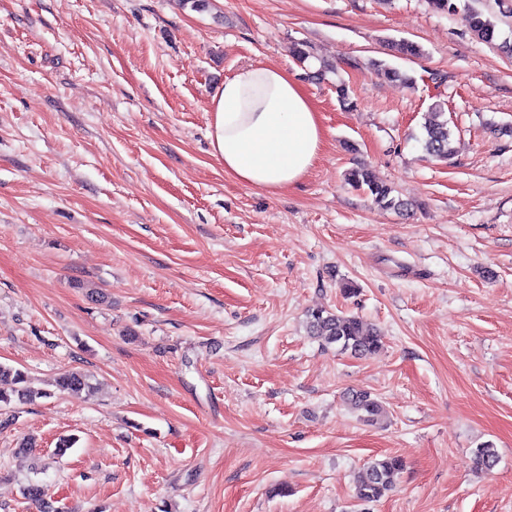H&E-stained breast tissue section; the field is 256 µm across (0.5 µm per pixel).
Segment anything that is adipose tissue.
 Masks as SVG:
<instances>
[{
  "label": "adipose tissue",
  "instance_id": "adipose-tissue-1",
  "mask_svg": "<svg viewBox=\"0 0 512 512\" xmlns=\"http://www.w3.org/2000/svg\"><path fill=\"white\" fill-rule=\"evenodd\" d=\"M210 113L211 144L225 174L271 194L303 179L323 144L318 112L279 67L238 70L214 93Z\"/></svg>",
  "mask_w": 512,
  "mask_h": 512
}]
</instances>
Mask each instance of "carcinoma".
<instances>
[{
    "label": "carcinoma",
    "instance_id": "carcinoma-1",
    "mask_svg": "<svg viewBox=\"0 0 512 512\" xmlns=\"http://www.w3.org/2000/svg\"><path fill=\"white\" fill-rule=\"evenodd\" d=\"M470 27L474 35L482 41L490 43L497 37L495 17L482 11H471ZM392 48L405 59L423 55L422 48L418 44L406 39L392 42ZM371 69L375 75L390 81H398L409 87L415 85V78L412 75L386 62L373 60ZM424 130L423 148L427 156L436 161L448 160L453 154L452 132L448 127V118L443 104L432 105L430 118ZM348 181L354 188L369 193L379 205L385 208L408 209L409 203L393 195L394 189L376 180L366 167L352 170ZM307 326L309 336L321 338L326 343L336 346L339 351L348 352L353 356L365 357L381 347L380 336L356 316L314 309L308 315ZM57 388L62 392L79 394L90 390L91 383L83 372L68 370L59 375ZM38 395L43 397L45 393H37L30 388L26 372L0 364V407H8L14 402L24 404ZM347 403L366 421L374 422L383 414L381 404L366 391L350 393L347 396ZM472 461L476 468L490 471L499 461L498 450L491 443L483 444L473 450ZM403 469V460L396 456H388L372 462L356 478L354 496L357 502L368 503L379 500L393 488Z\"/></svg>",
    "mask_w": 512,
    "mask_h": 512
}]
</instances>
